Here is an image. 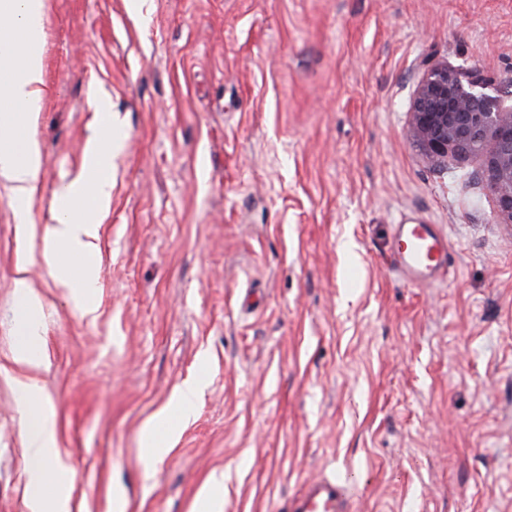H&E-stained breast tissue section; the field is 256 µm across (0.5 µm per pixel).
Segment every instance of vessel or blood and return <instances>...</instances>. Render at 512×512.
<instances>
[{
	"instance_id": "b4317fda",
	"label": "vessel or blood",
	"mask_w": 512,
	"mask_h": 512,
	"mask_svg": "<svg viewBox=\"0 0 512 512\" xmlns=\"http://www.w3.org/2000/svg\"><path fill=\"white\" fill-rule=\"evenodd\" d=\"M393 240L394 265L408 283L430 284L447 273L448 243L432 225H395ZM280 512H355L352 484L344 474L320 477L281 504Z\"/></svg>"
}]
</instances>
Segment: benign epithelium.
<instances>
[{
	"instance_id": "7a95c632",
	"label": "benign epithelium",
	"mask_w": 512,
	"mask_h": 512,
	"mask_svg": "<svg viewBox=\"0 0 512 512\" xmlns=\"http://www.w3.org/2000/svg\"><path fill=\"white\" fill-rule=\"evenodd\" d=\"M491 85L476 67L428 66L411 107L410 132L413 144L435 165L482 156L480 179L512 222V106H502L488 92Z\"/></svg>"
}]
</instances>
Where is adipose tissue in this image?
<instances>
[{
    "instance_id": "ef3b65f1",
    "label": "adipose tissue",
    "mask_w": 512,
    "mask_h": 512,
    "mask_svg": "<svg viewBox=\"0 0 512 512\" xmlns=\"http://www.w3.org/2000/svg\"><path fill=\"white\" fill-rule=\"evenodd\" d=\"M45 0H0V102L10 113L0 114V177L9 181L20 205L37 194L42 177L41 149L33 134L45 97L40 55ZM112 145H88L79 174L52 199L55 224L44 259L52 277L73 286L82 313L94 315L97 274L92 267L101 212L111 189ZM19 298L17 363L32 367L39 360L41 337L39 302L26 277L16 280ZM23 404L30 411L24 421L26 449L33 464L30 474L31 512H69L68 498L58 488L57 434L53 413L42 389L21 385Z\"/></svg>"
}]
</instances>
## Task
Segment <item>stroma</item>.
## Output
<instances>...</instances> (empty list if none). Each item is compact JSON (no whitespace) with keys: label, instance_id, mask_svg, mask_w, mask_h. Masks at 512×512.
Wrapping results in <instances>:
<instances>
[{"label":"stroma","instance_id":"1","mask_svg":"<svg viewBox=\"0 0 512 512\" xmlns=\"http://www.w3.org/2000/svg\"><path fill=\"white\" fill-rule=\"evenodd\" d=\"M144 2L47 0L43 182L23 209L0 179V512H30L29 379L70 512H277L337 472L356 512H512V223L481 158L434 167L410 137L430 61L512 104V0ZM96 90L123 146L91 318L42 253ZM409 217L448 242L429 287L393 264ZM21 273L35 368L13 360Z\"/></svg>","mask_w":512,"mask_h":512}]
</instances>
